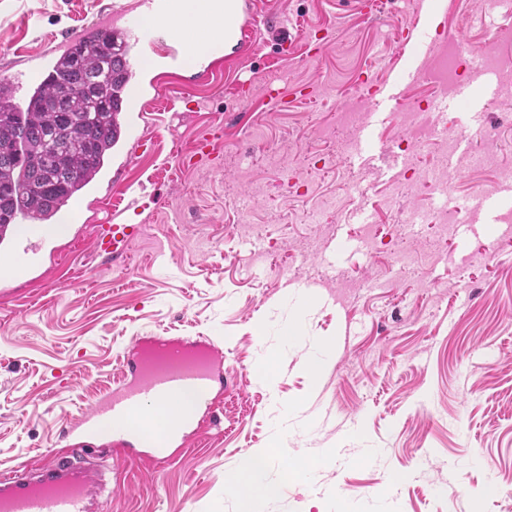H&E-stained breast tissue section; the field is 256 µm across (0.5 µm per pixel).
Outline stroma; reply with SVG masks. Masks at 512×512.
I'll use <instances>...</instances> for the list:
<instances>
[{
  "label": "stroma",
  "mask_w": 512,
  "mask_h": 512,
  "mask_svg": "<svg viewBox=\"0 0 512 512\" xmlns=\"http://www.w3.org/2000/svg\"><path fill=\"white\" fill-rule=\"evenodd\" d=\"M112 0H0V75H41L42 57ZM287 17L257 36L238 75L202 85L193 68L162 79L134 115L89 190L71 204L39 263L0 304V470L49 461L59 433L91 408L136 340L214 339L234 388L216 423L170 463L118 465L99 512H241L226 471L268 451L263 478L278 492L254 512H507L512 484V240L501 224L467 232L480 197L512 170V100L468 84L433 98L413 71L442 38L512 60V0H264ZM429 100L443 140L419 162L400 147L413 128L376 122L360 85ZM251 83L238 99L236 79ZM291 92L266 107L269 82ZM363 113L369 141L345 153L347 112ZM223 136L197 157L215 127ZM447 161L448 196L431 200L427 167ZM142 196L113 205L116 187ZM448 214V246L411 211ZM92 224L134 227L126 255L92 247ZM411 241L366 247L367 228ZM302 338L285 346L273 382L258 373L303 293ZM330 342L318 380L302 361ZM288 411V449L276 418ZM291 481H284L287 469ZM407 473L397 482L393 473Z\"/></svg>",
  "instance_id": "1"
}]
</instances>
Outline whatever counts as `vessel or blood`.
<instances>
[{
    "label": "vessel or blood",
    "mask_w": 512,
    "mask_h": 512,
    "mask_svg": "<svg viewBox=\"0 0 512 512\" xmlns=\"http://www.w3.org/2000/svg\"><path fill=\"white\" fill-rule=\"evenodd\" d=\"M112 12L125 20L116 33L124 46L125 70L131 76L126 94L139 98L154 87V79L143 68V57L150 50L158 51L159 68L166 77L181 80L185 61L179 50L177 19L182 14V0H135L131 12L121 0H114ZM264 21L259 0H224L222 33L200 62L201 78H209L220 66L233 70L237 59L249 51ZM127 238L125 225L101 224L94 229L91 241L96 250L120 258L126 253ZM43 247L40 241H14L12 253L0 265L1 300L13 294L7 281L20 268L33 265ZM223 388V352L211 340L190 345L157 340L148 347L137 348L112 388L91 410L69 420L62 434L70 446L68 455L50 464L36 462L0 472V512H95L94 496L103 475L86 456L85 438L95 437L97 427L106 425L112 429L106 444L112 447L115 457H135L148 466L167 462L201 431L203 420L212 417L214 409L206 407L187 421H166L162 445L151 446L147 440L155 420L145 415V407L162 409L174 397L209 396Z\"/></svg>",
    "instance_id": "b4317fda"
}]
</instances>
